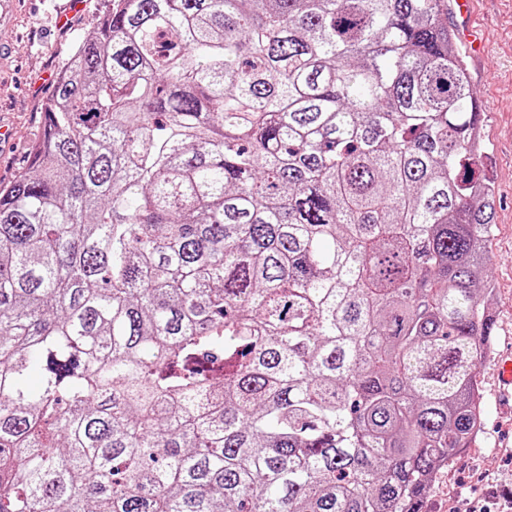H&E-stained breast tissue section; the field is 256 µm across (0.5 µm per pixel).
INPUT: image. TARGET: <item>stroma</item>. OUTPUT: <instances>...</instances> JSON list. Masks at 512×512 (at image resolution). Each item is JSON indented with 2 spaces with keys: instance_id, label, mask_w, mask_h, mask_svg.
Masks as SVG:
<instances>
[{
  "instance_id": "obj_1",
  "label": "stroma",
  "mask_w": 512,
  "mask_h": 512,
  "mask_svg": "<svg viewBox=\"0 0 512 512\" xmlns=\"http://www.w3.org/2000/svg\"><path fill=\"white\" fill-rule=\"evenodd\" d=\"M107 6L106 0H82L66 29L58 13L69 0H20L16 27L5 34L0 56V125L9 139L0 142V183L28 166L29 151L42 134L40 107L53 89L75 38L86 36ZM471 26L482 40L481 55L456 39L465 52L471 89L484 113L489 147L485 160L495 190L494 235L489 274L495 288L494 358L481 366L478 380L485 395L484 427L470 448L439 475L421 512H496L512 494V398L503 397L496 373L497 354L512 352V0H477Z\"/></svg>"
}]
</instances>
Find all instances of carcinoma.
<instances>
[{"label": "carcinoma", "mask_w": 512, "mask_h": 512, "mask_svg": "<svg viewBox=\"0 0 512 512\" xmlns=\"http://www.w3.org/2000/svg\"><path fill=\"white\" fill-rule=\"evenodd\" d=\"M42 123L0 185V512H420L495 326L448 0H109Z\"/></svg>", "instance_id": "carcinoma-1"}]
</instances>
